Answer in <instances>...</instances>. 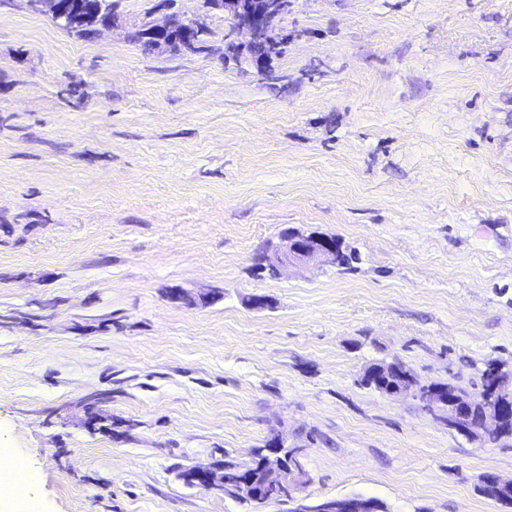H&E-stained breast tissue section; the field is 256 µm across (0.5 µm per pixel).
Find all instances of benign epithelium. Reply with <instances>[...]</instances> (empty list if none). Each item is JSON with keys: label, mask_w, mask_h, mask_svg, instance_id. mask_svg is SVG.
<instances>
[{"label": "benign epithelium", "mask_w": 512, "mask_h": 512, "mask_svg": "<svg viewBox=\"0 0 512 512\" xmlns=\"http://www.w3.org/2000/svg\"><path fill=\"white\" fill-rule=\"evenodd\" d=\"M28 7L43 13L60 27L92 17L96 22V34L119 25L120 17L107 7L103 0H26ZM211 8L218 10L233 22L237 35L245 37L235 42L241 50V56L259 69L267 67L269 58L265 55L253 56L258 45L270 35L272 23L292 12L294 0H211ZM149 36L156 40V49L167 50L173 44L186 46L193 42L192 34L205 29L199 20L183 19L169 15L159 22L144 24ZM339 259L337 241L333 237L309 234L304 235L292 228L280 233V245L261 257L263 268L278 278L290 266L323 264L334 265ZM397 368V362H377L368 366L364 377L384 383L383 376ZM398 382L385 390L390 395L410 394L415 397L431 415L444 421L448 428L466 437H475L484 430H492L502 420L505 403L497 399V393L512 384V375L499 370L492 371L489 377L490 393L480 400V426L474 428L469 421V407L466 400L454 399L445 393V389L421 385L408 369L398 372ZM267 461L260 475L244 473L232 489L234 497L244 502L259 504L278 501L282 495H288L296 505H308L310 501L297 496L298 486L303 482L304 470L296 458L291 464L283 466L280 455L286 452L283 442L275 436L271 439ZM188 478L195 486L211 489L224 485V469L216 464L206 467H194L187 470ZM326 512H383L380 502L372 498H340Z\"/></svg>", "instance_id": "benign-epithelium-1"}]
</instances>
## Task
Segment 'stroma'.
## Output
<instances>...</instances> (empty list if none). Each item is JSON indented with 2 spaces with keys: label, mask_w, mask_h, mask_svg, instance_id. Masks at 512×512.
Returning <instances> with one entry per match:
<instances>
[{
  "label": "stroma",
  "mask_w": 512,
  "mask_h": 512,
  "mask_svg": "<svg viewBox=\"0 0 512 512\" xmlns=\"http://www.w3.org/2000/svg\"><path fill=\"white\" fill-rule=\"evenodd\" d=\"M167 1L86 41L0 0V450L36 512H286L179 477L274 434L310 500L512 512L478 490L512 438L361 382L512 370V0H296L271 81L225 60L224 14ZM169 12L209 50L128 41ZM287 227L359 260L268 278Z\"/></svg>",
  "instance_id": "1"
}]
</instances>
